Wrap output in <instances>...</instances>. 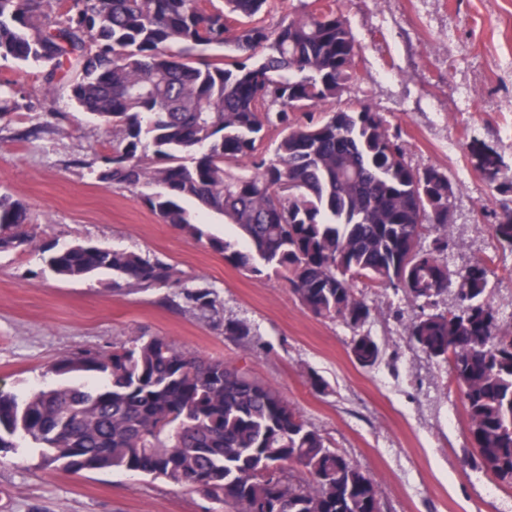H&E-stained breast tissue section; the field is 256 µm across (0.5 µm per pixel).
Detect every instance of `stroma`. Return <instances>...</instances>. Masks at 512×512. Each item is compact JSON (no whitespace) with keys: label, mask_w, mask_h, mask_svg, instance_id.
Here are the masks:
<instances>
[{"label":"stroma","mask_w":512,"mask_h":512,"mask_svg":"<svg viewBox=\"0 0 512 512\" xmlns=\"http://www.w3.org/2000/svg\"><path fill=\"white\" fill-rule=\"evenodd\" d=\"M360 46L347 101H365L400 127L408 161L447 169L456 181L450 231L464 238L450 266L489 267V292L512 325V253L493 236L501 195L485 159L512 177V0H340ZM43 68L0 59V89L31 109L0 122V186L30 209L35 245L0 252V391L58 384L49 366L77 352L109 350L132 336H161L176 349L244 367L275 385L333 448L376 480L383 512H512V489L475 462L460 392L446 363L409 340L402 294L356 281L370 305L366 330L383 355L360 367L353 332L308 313L279 275L255 276L207 243L162 223L127 189L99 181L106 137L67 89L46 96ZM92 242L171 264L159 288L114 291L112 276L63 279L44 250ZM206 285L219 302L209 319L185 303ZM251 334L228 336L224 323ZM321 377L326 391L316 390ZM0 512H221L202 494L141 474L64 471L38 449L0 460Z\"/></svg>","instance_id":"1"}]
</instances>
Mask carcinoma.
I'll return each mask as SVG.
<instances>
[{
	"label": "carcinoma",
	"mask_w": 512,
	"mask_h": 512,
	"mask_svg": "<svg viewBox=\"0 0 512 512\" xmlns=\"http://www.w3.org/2000/svg\"><path fill=\"white\" fill-rule=\"evenodd\" d=\"M267 2L224 0L209 11L204 0H0V58L42 64L49 93L68 65L71 99L117 135L98 179L233 266L283 275L308 313L355 332L361 367L383 350L359 333L371 309L354 282L402 293L414 311L407 335L448 364L480 465L512 488V327L490 299L485 262L444 261L460 248L448 233V173L412 166L401 131L370 104L340 106L356 76L355 37L335 0L293 7L275 26L262 19ZM196 49L224 55L199 66ZM270 127L280 139L268 150ZM486 169L512 192L494 160ZM186 200L223 216L240 241L207 234ZM29 223L27 206L0 192V252L32 247ZM428 226L446 233L425 248ZM490 229L512 251L511 205ZM45 262L66 279L110 272L131 290L175 276L168 263L90 242ZM450 288L454 309L434 310ZM184 299L218 314L207 286ZM51 372L101 383L0 393V454L27 442L68 471L162 478L231 512H382L367 471L276 387L221 359L134 336L66 356Z\"/></svg>",
	"instance_id": "carcinoma-1"
}]
</instances>
